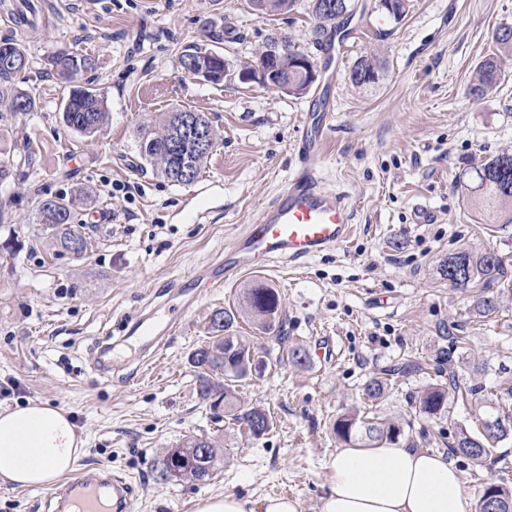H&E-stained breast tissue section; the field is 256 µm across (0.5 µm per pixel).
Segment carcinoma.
Wrapping results in <instances>:
<instances>
[{
    "mask_svg": "<svg viewBox=\"0 0 512 512\" xmlns=\"http://www.w3.org/2000/svg\"><path fill=\"white\" fill-rule=\"evenodd\" d=\"M312 16L316 21L315 34L325 35L330 30L341 29V13L329 6L332 0H311ZM499 53L481 61L475 68L470 84V94L475 98L485 96L504 77L503 62L512 56V26H503L496 33ZM48 65L55 73L73 70L80 74L94 69L95 58L69 49H60L48 58ZM181 65L195 77L213 81L224 79V55L197 45L188 46L181 54ZM30 66V56L24 45L0 41V78L9 79ZM379 71L373 56H363L350 72V80L363 84L367 73ZM13 112H31L36 100L26 93L14 95L8 102ZM104 98L100 93L82 85L70 90L62 110L64 124L85 137L93 136L108 120ZM219 135L212 121L204 112L176 109L166 112L158 125H141L136 131L137 147L141 158L168 180L182 185L195 182L209 158ZM469 204L488 224H512V153L503 152L493 159L470 167ZM36 223L51 236L59 248L76 256L88 250L86 227L76 222L75 200L43 199L36 205ZM504 273L500 255L462 251L448 257L441 265V275L456 289L465 290L475 284L482 285L484 295L475 305L476 312L488 316L496 310V300L490 295L491 284ZM250 317L265 332L280 330L281 298L279 292L267 286L245 289L239 309L220 308L209 318L208 341L190 355L195 369L197 393L209 409L224 403V414L243 425H251L256 418L271 420L268 413L253 407L238 413L236 387L250 379V357L259 355L258 349L237 334L235 323L241 314ZM416 369L411 362L395 365L385 376L370 378L363 395L370 402L382 397L390 385V377ZM457 384L435 383L428 385L418 400L419 413L437 417L448 412V389ZM498 425L490 428H460L453 444L452 454L464 456L475 464H482L491 454L494 444L512 435V413L502 412L494 417ZM336 439L349 446L374 448L388 443H401L407 439L404 425L398 420L369 415L367 410L352 409L341 414L333 424ZM224 449L217 447L212 438L192 435L175 448H169L159 460L160 471L175 469L179 478L193 482L210 479L217 470ZM492 512H512V490L496 486Z\"/></svg>",
    "mask_w": 512,
    "mask_h": 512,
    "instance_id": "cac0c4a2",
    "label": "carcinoma"
}]
</instances>
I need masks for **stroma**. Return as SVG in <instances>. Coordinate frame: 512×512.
I'll return each instance as SVG.
<instances>
[{
  "label": "stroma",
  "mask_w": 512,
  "mask_h": 512,
  "mask_svg": "<svg viewBox=\"0 0 512 512\" xmlns=\"http://www.w3.org/2000/svg\"><path fill=\"white\" fill-rule=\"evenodd\" d=\"M0 0V32L29 51L31 64L0 79V96L22 91L32 112L0 106V408L31 401L67 412L85 442L78 470L108 469L131 477L129 512H197L204 498L233 495L247 512L289 489L300 512H320L329 464L339 447L337 416L363 403L372 376L410 359L416 371L394 376L376 405L400 419L416 447L447 452L459 428H475L512 386V224H486L468 207L462 176L473 164L512 152V61L497 89L470 95L474 68L496 52L500 26L512 25V0H413L394 20L378 0H357L351 33L337 57L318 42L310 0L261 18L247 0H46L26 30ZM243 64L275 32L317 65L305 95L259 85L206 82L184 72L185 46H210ZM92 55L96 68L75 82L45 64L59 48ZM374 55L377 83L355 85V61ZM97 89L110 114L95 137L66 127L61 109L72 84ZM328 117L322 185L343 192L352 237L306 264L248 270L202 294L184 314L138 384L119 379L134 368L138 345L123 341L147 289L164 288L218 257L258 204L271 200L298 166L297 129L321 92ZM177 108L207 113L220 137L200 177L174 184L143 161L135 133ZM93 192L81 207L92 240L83 258L57 252L35 222L39 200ZM431 221H414L417 208ZM495 250L508 272L494 295L497 309L473 313L478 288L450 286L441 263L457 252ZM262 282L281 296L286 342L255 336L275 364L240 386L242 406L273 418L262 438L236 422H214L197 395L190 354L206 341L210 313ZM465 344L452 346V336ZM301 346L304 365L288 359ZM454 351L456 381L478 390L481 409L455 402L447 415L418 414L422 389L440 379ZM207 435L223 448L215 476L194 484L161 479L155 462L185 436ZM467 493L487 483L512 488V439L497 443L489 463L455 457Z\"/></svg>",
  "instance_id": "obj_1"
}]
</instances>
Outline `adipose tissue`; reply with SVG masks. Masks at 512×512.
Here are the masks:
<instances>
[{"label":"adipose tissue","mask_w":512,"mask_h":512,"mask_svg":"<svg viewBox=\"0 0 512 512\" xmlns=\"http://www.w3.org/2000/svg\"><path fill=\"white\" fill-rule=\"evenodd\" d=\"M84 443L61 409L43 402L0 411V482L47 488L73 472ZM320 512H474L455 465L399 445L344 447L331 461Z\"/></svg>","instance_id":"adipose-tissue-1"}]
</instances>
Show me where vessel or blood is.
I'll list each match as a JSON object with an SVG mask.
<instances>
[{"instance_id":"1","label":"vessel or blood","mask_w":512,"mask_h":512,"mask_svg":"<svg viewBox=\"0 0 512 512\" xmlns=\"http://www.w3.org/2000/svg\"><path fill=\"white\" fill-rule=\"evenodd\" d=\"M326 131L324 115L306 117L297 133L299 164L292 178L271 201L257 206L222 258L170 282V294L179 299L177 310L161 316L152 307L128 321L125 331L139 339L143 362L122 376V383L143 377L146 363L151 362L164 337L176 327L180 314L196 306L202 292L224 287L243 271L274 260L298 266L344 245L351 229L350 206L342 193L323 188L319 177ZM131 490L128 480L108 482L83 472L67 482L57 497L61 512H125Z\"/></svg>"}]
</instances>
